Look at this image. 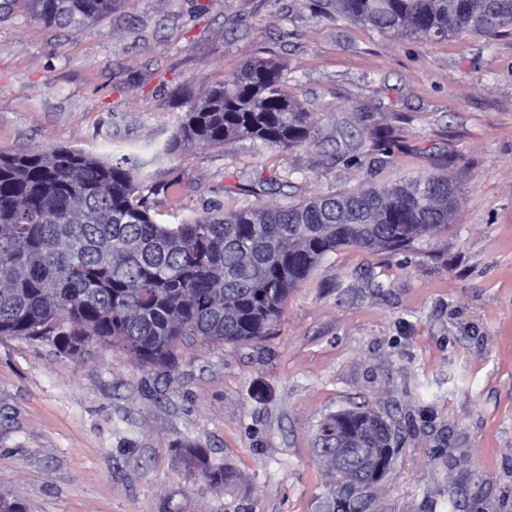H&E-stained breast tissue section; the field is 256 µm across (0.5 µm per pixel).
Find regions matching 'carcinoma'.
Returning a JSON list of instances; mask_svg holds the SVG:
<instances>
[{
  "label": "carcinoma",
  "mask_w": 512,
  "mask_h": 512,
  "mask_svg": "<svg viewBox=\"0 0 512 512\" xmlns=\"http://www.w3.org/2000/svg\"><path fill=\"white\" fill-rule=\"evenodd\" d=\"M60 28L104 17L115 0H8ZM339 19L427 42L512 28V0H336ZM308 116L286 92L280 66L249 60L192 103L161 153L187 145L288 151L307 140ZM146 162L102 161L78 149H0V336L51 345L74 358L119 346L143 366H168L188 338L235 344L259 340L281 317L288 293L342 246L400 250L448 229L457 205L446 174L392 187L321 195L268 208L158 224L150 196L175 210L181 184L135 180ZM318 445L361 443L365 462L349 478L373 487L393 461L391 425L371 411L345 409L323 422ZM187 453L213 485L228 480L208 449ZM0 512H26L0 490Z\"/></svg>",
  "instance_id": "cac0c4a2"
}]
</instances>
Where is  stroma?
<instances>
[{
    "label": "stroma",
    "instance_id": "obj_1",
    "mask_svg": "<svg viewBox=\"0 0 512 512\" xmlns=\"http://www.w3.org/2000/svg\"><path fill=\"white\" fill-rule=\"evenodd\" d=\"M278 62L310 136L283 152L233 140L158 156L191 102L246 60ZM388 134L342 159V131ZM146 159L182 182L156 223L445 173L447 230L398 251L344 246L288 296L263 340L185 341L170 369L120 347L80 359L0 337V488L27 512H321L335 475L324 419L363 406L396 458L370 512H512V29L426 42L338 20L336 0H117L59 29L0 10V148ZM209 449L228 481L194 475Z\"/></svg>",
    "mask_w": 512,
    "mask_h": 512
}]
</instances>
